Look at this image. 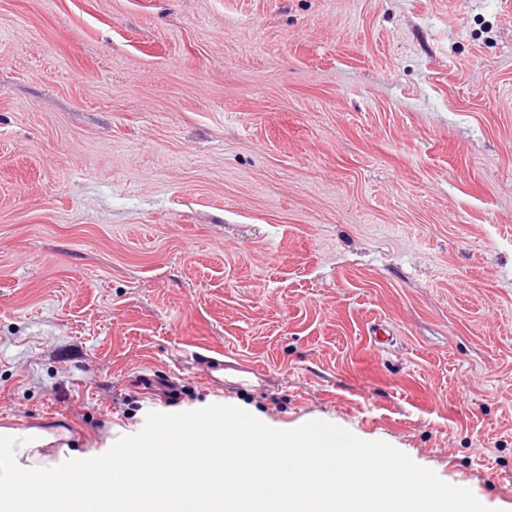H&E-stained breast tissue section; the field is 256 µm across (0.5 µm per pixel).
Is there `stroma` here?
I'll list each match as a JSON object with an SVG mask.
<instances>
[{
	"mask_svg": "<svg viewBox=\"0 0 512 512\" xmlns=\"http://www.w3.org/2000/svg\"><path fill=\"white\" fill-rule=\"evenodd\" d=\"M211 404L512 512V0H0V427Z\"/></svg>",
	"mask_w": 512,
	"mask_h": 512,
	"instance_id": "obj_1",
	"label": "stroma"
}]
</instances>
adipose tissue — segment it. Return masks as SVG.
<instances>
[{"label":"adipose tissue","instance_id":"1","mask_svg":"<svg viewBox=\"0 0 512 512\" xmlns=\"http://www.w3.org/2000/svg\"><path fill=\"white\" fill-rule=\"evenodd\" d=\"M67 431L40 428L0 427V486L14 484L18 475H26L23 497L41 492V480L50 459L70 454Z\"/></svg>","mask_w":512,"mask_h":512}]
</instances>
